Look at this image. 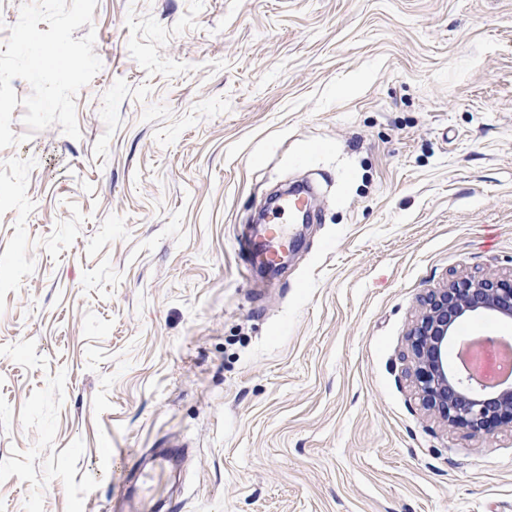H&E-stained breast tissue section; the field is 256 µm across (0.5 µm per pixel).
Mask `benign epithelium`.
<instances>
[{
    "instance_id": "benign-epithelium-1",
    "label": "benign epithelium",
    "mask_w": 512,
    "mask_h": 512,
    "mask_svg": "<svg viewBox=\"0 0 512 512\" xmlns=\"http://www.w3.org/2000/svg\"><path fill=\"white\" fill-rule=\"evenodd\" d=\"M478 316L512 321V273L454 277L429 290L408 333L413 376L427 410L474 435L512 427L511 379L485 384L465 362L448 364V343L455 340L457 326Z\"/></svg>"
}]
</instances>
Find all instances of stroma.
Returning <instances> with one entry per match:
<instances>
[{
    "instance_id": "obj_1",
    "label": "stroma",
    "mask_w": 512,
    "mask_h": 512,
    "mask_svg": "<svg viewBox=\"0 0 512 512\" xmlns=\"http://www.w3.org/2000/svg\"><path fill=\"white\" fill-rule=\"evenodd\" d=\"M102 67L0 149V512H512V430L425 410L407 333L512 269V0H98ZM295 183L276 276L240 236ZM111 448L104 458L102 448Z\"/></svg>"
}]
</instances>
